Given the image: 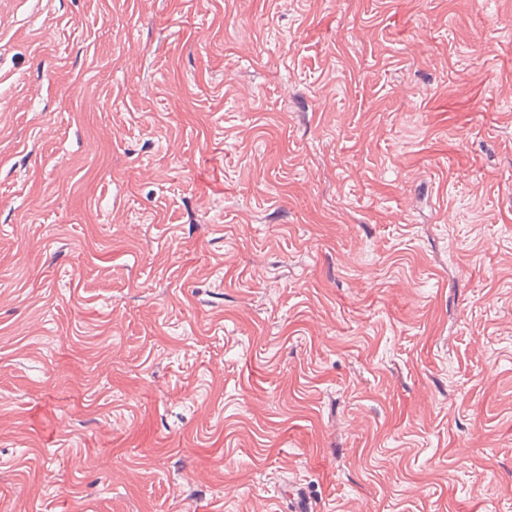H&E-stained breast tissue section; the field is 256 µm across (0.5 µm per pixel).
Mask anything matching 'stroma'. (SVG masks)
<instances>
[{
  "label": "stroma",
  "instance_id": "35a3bbf8",
  "mask_svg": "<svg viewBox=\"0 0 512 512\" xmlns=\"http://www.w3.org/2000/svg\"><path fill=\"white\" fill-rule=\"evenodd\" d=\"M512 0H0V512H512Z\"/></svg>",
  "mask_w": 512,
  "mask_h": 512
}]
</instances>
